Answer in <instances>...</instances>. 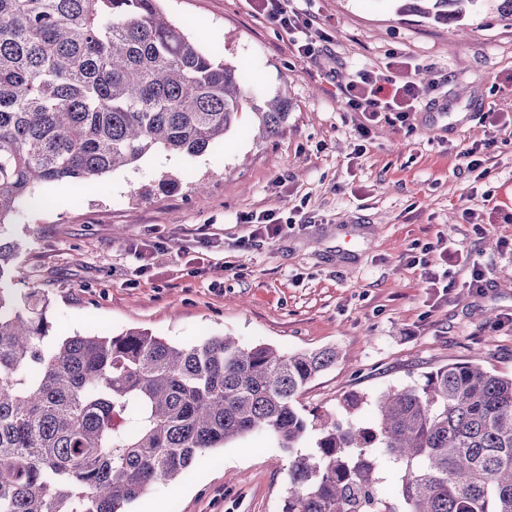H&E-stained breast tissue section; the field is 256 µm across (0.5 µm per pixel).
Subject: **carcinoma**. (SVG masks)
I'll return each mask as SVG.
<instances>
[{"mask_svg": "<svg viewBox=\"0 0 512 512\" xmlns=\"http://www.w3.org/2000/svg\"><path fill=\"white\" fill-rule=\"evenodd\" d=\"M161 0H0V512H126L158 481L249 432L291 452L281 512H512V375L451 364L380 393L365 426L296 403L334 347L282 351L145 330L49 341V298L8 288L3 237L36 187L91 181L163 151L200 156L249 108L266 137L288 99L251 103L231 63ZM437 24L476 0H393ZM311 437L314 445L299 451ZM394 493L381 498L380 458Z\"/></svg>", "mask_w": 512, "mask_h": 512, "instance_id": "1", "label": "carcinoma"}]
</instances>
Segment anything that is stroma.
Listing matches in <instances>:
<instances>
[{
  "label": "stroma",
  "mask_w": 512,
  "mask_h": 512,
  "mask_svg": "<svg viewBox=\"0 0 512 512\" xmlns=\"http://www.w3.org/2000/svg\"><path fill=\"white\" fill-rule=\"evenodd\" d=\"M477 0L461 22L435 24L390 0H294L318 53L253 0H164L170 18L242 71L254 103L285 95L287 126L259 137L252 113L203 155L157 152L87 181L20 199L8 233L25 244L14 296L48 294L52 337L145 330L177 346L229 333L285 351L336 347V365L299 397L330 415L352 392L372 398L456 363L512 374V21ZM426 85L409 123L363 118L339 92L358 70L385 79L389 59ZM485 148L488 177L462 154ZM177 191L159 188L166 179ZM277 211L293 227L269 240L237 223ZM250 239L247 250L237 243ZM475 258L441 260L437 242ZM153 248L142 266L134 244ZM447 272L430 286L412 257ZM289 452L253 433L199 455L177 480L153 484L129 512H279Z\"/></svg>",
  "instance_id": "1"
}]
</instances>
